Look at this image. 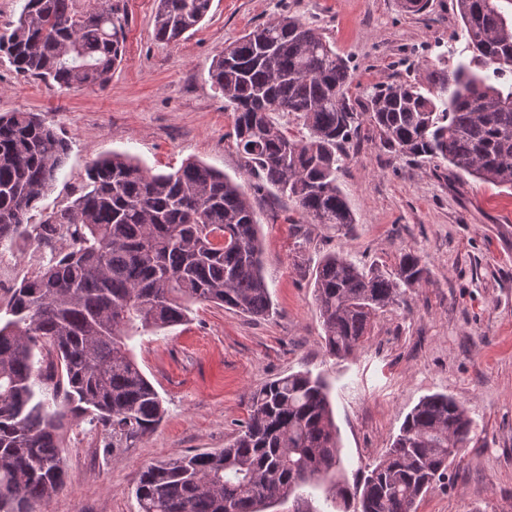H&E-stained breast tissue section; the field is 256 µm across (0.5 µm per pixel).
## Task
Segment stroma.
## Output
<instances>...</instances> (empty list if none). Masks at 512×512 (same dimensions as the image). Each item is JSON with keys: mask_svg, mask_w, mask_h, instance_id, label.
I'll use <instances>...</instances> for the list:
<instances>
[{"mask_svg": "<svg viewBox=\"0 0 512 512\" xmlns=\"http://www.w3.org/2000/svg\"><path fill=\"white\" fill-rule=\"evenodd\" d=\"M118 2L124 51L103 86L60 89L0 55V113H39L70 144L42 214L72 201L100 155L128 154L157 172L201 160L249 193L276 312L253 319L197 302L187 323L137 342L135 359L163 400L162 421L116 448L109 432L71 417L68 486L46 512H139L138 470L223 448L247 416L250 391L306 369L329 382L348 483L383 456L421 398L444 393L473 418V441L454 464L452 485L434 486L417 512H512V191L396 155L366 125L339 176L354 231L308 223L288 197L253 191L232 113L209 75L225 44L289 13L349 59L351 98L380 83H421L440 54L454 63L464 46L455 0H430L420 14L403 11L400 0H213L176 43L154 37L157 0ZM405 251L421 257L427 280L380 313L350 357H330L313 296L318 258L337 252L390 271Z\"/></svg>", "mask_w": 512, "mask_h": 512, "instance_id": "1", "label": "stroma"}]
</instances>
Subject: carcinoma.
Instances as JSON below:
<instances>
[{"mask_svg": "<svg viewBox=\"0 0 512 512\" xmlns=\"http://www.w3.org/2000/svg\"><path fill=\"white\" fill-rule=\"evenodd\" d=\"M212 0H158L154 34L173 42L207 16ZM463 22L455 65L442 58L417 82L377 87L351 100L349 60L300 18L281 14L220 51L211 80L233 112V133L254 190L294 201L314 224L353 231L339 185L344 148L369 124L392 152L512 188V21L497 0H456ZM117 3L78 12L74 0H23L0 31V54L22 73L79 90L108 82L123 53ZM492 70L477 74L472 65ZM294 115L298 138L272 119ZM69 144L35 112L0 115V247L26 237L45 260L0 309V512H44L67 488L68 415L112 433V447L151 433L162 398L131 345L187 321L212 302L265 318L273 302L260 223L247 194L223 172L187 160L153 172L112 153L92 161L75 200L37 224L32 211L54 188ZM404 252L395 271L327 253L313 270L328 354L346 359L371 319L426 280ZM473 420L446 394L423 397L383 458L351 487L337 479L339 439L325 379L296 372L248 395L247 419L214 452L148 465L138 473L140 512H265L303 489L325 490L340 512H400L450 480Z\"/></svg>", "mask_w": 512, "mask_h": 512, "instance_id": "cac0c4a2", "label": "carcinoma"}]
</instances>
